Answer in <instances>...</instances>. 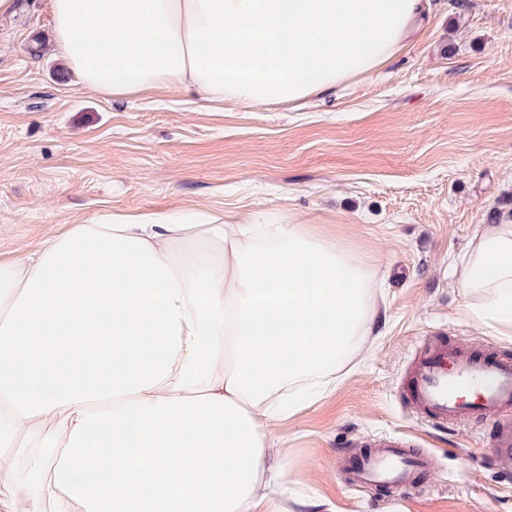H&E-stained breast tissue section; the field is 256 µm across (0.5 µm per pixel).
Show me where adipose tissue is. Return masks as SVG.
<instances>
[{"label":"adipose tissue","mask_w":512,"mask_h":512,"mask_svg":"<svg viewBox=\"0 0 512 512\" xmlns=\"http://www.w3.org/2000/svg\"><path fill=\"white\" fill-rule=\"evenodd\" d=\"M55 51L115 98L297 103L394 59L425 0H48ZM376 275L301 224H75L0 261V478L12 512H253L270 428L375 331ZM462 292L512 323V221Z\"/></svg>","instance_id":"ef3b65f1"}]
</instances>
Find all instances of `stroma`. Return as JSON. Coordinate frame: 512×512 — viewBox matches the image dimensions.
Masks as SVG:
<instances>
[{"label": "stroma", "instance_id": "stroma-1", "mask_svg": "<svg viewBox=\"0 0 512 512\" xmlns=\"http://www.w3.org/2000/svg\"><path fill=\"white\" fill-rule=\"evenodd\" d=\"M512 217V0H429L369 77L293 105L86 90L57 57L48 0L0 17V260L102 216L301 224L374 267L380 323L331 393L275 425L255 512H512L491 424L428 422L406 396L435 341L512 356V324L457 281L477 225ZM431 457L404 490L348 486L373 441Z\"/></svg>", "mask_w": 512, "mask_h": 512}]
</instances>
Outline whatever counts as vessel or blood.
Masks as SVG:
<instances>
[{
	"label": "vessel or blood",
	"mask_w": 512,
	"mask_h": 512,
	"mask_svg": "<svg viewBox=\"0 0 512 512\" xmlns=\"http://www.w3.org/2000/svg\"><path fill=\"white\" fill-rule=\"evenodd\" d=\"M406 392L411 404L433 423L496 418L490 445L496 456L512 457V360L465 354L436 344L417 357ZM428 466V458L415 449L380 440L358 458L347 475L354 485L399 489L408 484L415 469Z\"/></svg>",
	"instance_id": "vessel-or-blood-1"
}]
</instances>
